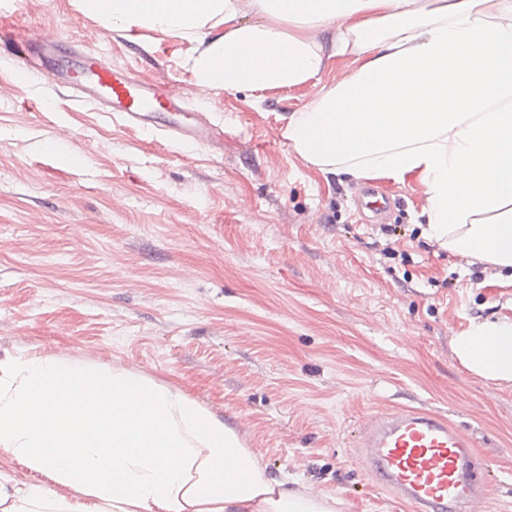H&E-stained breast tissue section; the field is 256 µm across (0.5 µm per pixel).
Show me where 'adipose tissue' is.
<instances>
[{
  "label": "adipose tissue",
  "instance_id": "ef3b65f1",
  "mask_svg": "<svg viewBox=\"0 0 512 512\" xmlns=\"http://www.w3.org/2000/svg\"><path fill=\"white\" fill-rule=\"evenodd\" d=\"M107 26L210 40L195 83L292 88L351 58L293 113L291 148L322 174L419 181L424 237L512 283V0H79ZM469 374L512 383V317L451 339ZM0 512H336L270 473L237 427L182 388L116 366L0 355ZM0 471H5L19 480L35 485L52 487L53 483L49 478L40 472L30 470L23 462L12 456L0 452Z\"/></svg>",
  "mask_w": 512,
  "mask_h": 512
}]
</instances>
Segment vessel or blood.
I'll list each match as a JSON object with an SVG mask.
<instances>
[{
  "mask_svg": "<svg viewBox=\"0 0 512 512\" xmlns=\"http://www.w3.org/2000/svg\"><path fill=\"white\" fill-rule=\"evenodd\" d=\"M50 86L76 88L85 101L139 128L165 130L186 142L212 139L208 118L188 111L183 93L131 77L90 49L74 57L72 68L54 73ZM360 448L379 487L406 502L411 512H472L491 497L471 435L441 416L406 410L371 418Z\"/></svg>",
  "mask_w": 512,
  "mask_h": 512,
  "instance_id": "obj_1",
  "label": "vessel or blood"
}]
</instances>
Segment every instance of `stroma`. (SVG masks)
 Wrapping results in <instances>:
<instances>
[{"mask_svg": "<svg viewBox=\"0 0 512 512\" xmlns=\"http://www.w3.org/2000/svg\"><path fill=\"white\" fill-rule=\"evenodd\" d=\"M13 25L179 82L223 125L224 148L129 127L54 94L41 57L0 55V352L179 385L338 512H409L354 442L373 414L426 410L472 435L489 512H512V385L470 376L450 346L469 318L512 317V286L423 237L420 184H346L282 138L349 59L299 87L200 90L189 58L207 41L115 30L78 0H0V29ZM367 187L392 202L386 220L362 209ZM387 223L408 261L386 258Z\"/></svg>", "mask_w": 512, "mask_h": 512, "instance_id": "obj_1", "label": "stroma"}]
</instances>
